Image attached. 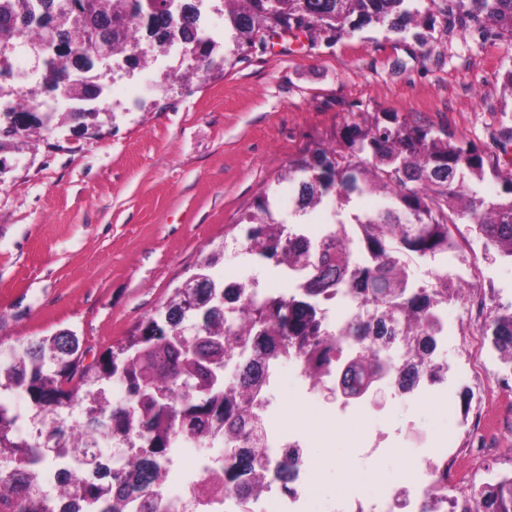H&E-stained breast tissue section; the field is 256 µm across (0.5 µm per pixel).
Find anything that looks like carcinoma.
<instances>
[{
    "instance_id": "obj_1",
    "label": "carcinoma",
    "mask_w": 512,
    "mask_h": 512,
    "mask_svg": "<svg viewBox=\"0 0 512 512\" xmlns=\"http://www.w3.org/2000/svg\"><path fill=\"white\" fill-rule=\"evenodd\" d=\"M51 11L62 9L82 18L95 33L117 43L128 17V0H41ZM167 0H144L141 12L151 42L129 55L141 65L148 49L178 33L193 48L194 67H214L213 42L183 16L172 26ZM224 0V22L234 34V54L256 42L283 36L312 40L321 34L341 36L370 24L403 37L419 16L432 29L459 30L483 43L512 44V0ZM22 0H0V25L20 17ZM95 42L61 56L58 73L93 74ZM54 113L38 108L0 113V130L13 124L20 132L49 126ZM503 163L502 191L485 194L482 180L486 153L448 136L432 123L396 114H375L346 125L341 145L316 150L290 162L288 183L297 186L292 216L301 217L329 195L339 203L378 192L388 204L356 214L353 223L337 222L330 237H356L363 259L351 264L349 249H319L282 218L275 191L265 190L254 210L245 249L276 258L303 280L300 295L269 296L255 285H224L200 267L189 287L180 288L158 316L144 319L135 335L90 363L75 334L61 331L39 339L0 342V390L26 394L40 424L38 436L21 435L19 417L0 403V512H132L147 499L146 512H175L161 484L177 442L196 436L224 442L230 452L217 459L224 484L234 486L238 503L272 482L290 490L291 467L275 465L260 448H239L245 431L257 428L252 389L268 374V363L295 353L307 371L329 372L337 341L321 318V297L334 288L357 306L347 330L361 356L350 362L331 394L360 395L383 376L391 358L382 352L401 344L409 372L427 370L441 330L440 308L461 295L448 282V269L415 286L401 256L434 258L458 252L460 224L469 225L486 247L512 260V127L500 129L495 143ZM512 364V304L490 310L479 326ZM124 389L113 403V383ZM111 441L128 449V460L107 468L86 447L75 443L99 427ZM56 468L54 493H45L41 477ZM449 512H512V473L464 492Z\"/></svg>"
}]
</instances>
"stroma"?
<instances>
[{"instance_id": "1", "label": "stroma", "mask_w": 512, "mask_h": 512, "mask_svg": "<svg viewBox=\"0 0 512 512\" xmlns=\"http://www.w3.org/2000/svg\"><path fill=\"white\" fill-rule=\"evenodd\" d=\"M425 39L429 58L416 56ZM167 64L117 72L111 106L95 128L71 121L0 142V341L69 329L88 357L101 356L155 315L209 257L218 280L289 289L284 267L242 251L244 221L266 188L293 202L282 177L289 161L335 144L342 127L374 113L405 115L496 152L512 126V92L502 82L512 46L483 45L420 28L386 38L371 25L321 36L298 51L256 45L235 65L165 83ZM376 195L344 206L324 198L304 216L306 232L374 211ZM461 262L474 270L486 303H512V262L461 225ZM269 399L275 426L287 413L336 423L317 466L310 512L344 494L366 495L404 464L395 440L420 430L451 442L473 481L512 471V388L480 397L468 378L452 380L446 401L399 396L383 410L352 414L306 393L291 366L278 367ZM380 442L371 453L365 440Z\"/></svg>"}]
</instances>
